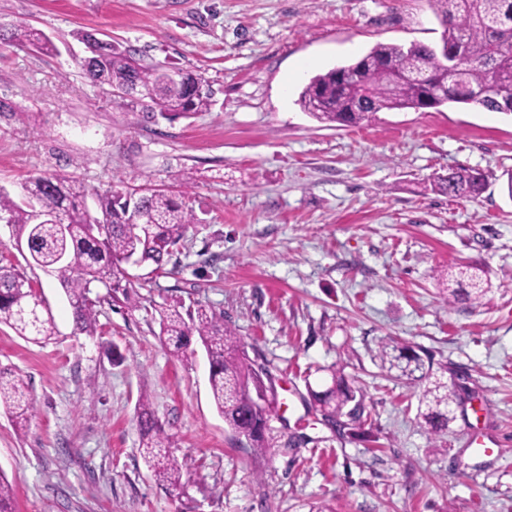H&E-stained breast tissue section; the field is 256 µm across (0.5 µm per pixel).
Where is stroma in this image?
<instances>
[{
	"label": "stroma",
	"instance_id": "stroma-1",
	"mask_svg": "<svg viewBox=\"0 0 512 512\" xmlns=\"http://www.w3.org/2000/svg\"><path fill=\"white\" fill-rule=\"evenodd\" d=\"M17 25L55 49L0 41V188L16 196L43 174L102 191L149 182L196 218L165 272L136 271L135 305L101 301L93 336L0 223V265L39 285L54 324L44 343L0 324V366L27 378L38 409L23 433L0 413L18 512H512V115L446 104L345 127L297 103L301 60L320 73L379 42L437 45L432 0H0V30ZM86 31L200 74L209 109L133 114L86 76ZM452 168L485 174L478 199L429 190ZM456 263L484 270L482 304H444L435 272ZM164 303L220 316L275 382L269 454L225 425L204 351L161 342ZM390 339L447 366L461 402L445 434L419 423V389L382 369ZM334 368L363 393L338 429L310 405ZM143 394L188 465L181 494L140 455ZM477 434L492 456L473 455Z\"/></svg>",
	"mask_w": 512,
	"mask_h": 512
}]
</instances>
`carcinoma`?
Segmentation results:
<instances>
[{
	"label": "carcinoma",
	"instance_id": "1",
	"mask_svg": "<svg viewBox=\"0 0 512 512\" xmlns=\"http://www.w3.org/2000/svg\"><path fill=\"white\" fill-rule=\"evenodd\" d=\"M443 28L437 48L413 43L404 47L377 43L357 60L313 76L298 98L301 109L320 123L356 126L379 112L435 109L447 103L478 105L490 112H512V0H434ZM90 56L87 77L129 95V102L165 116H188L206 111L212 91L202 76L144 64L127 49L99 42L85 33ZM8 41L31 44L49 52L53 44L31 27L10 29ZM420 71L421 82H400L395 74ZM486 188L485 175L453 169L430 183V189L457 199H477ZM98 211L86 205L85 188L76 181L41 175L25 182L19 199L0 191V220L10 224L23 243L30 262L52 274L73 310L75 329L92 336L97 331L91 297L102 287L107 296L135 306L127 264L138 257L159 273L185 237L194 216L164 188L92 189ZM39 200L55 211V223L40 221L32 208ZM446 299L480 303L489 291L482 270L460 266L441 274ZM0 323L35 342L51 338L52 318L44 314L34 283L12 266H0ZM160 335L173 352L183 355L194 342L204 349L210 367L214 405L234 432H244L251 448L265 454L270 448L267 422L271 413L254 406L251 393L263 387L259 370L249 359L235 331L214 313L169 305L159 310ZM381 366L420 389L417 417L439 436L448 430L450 408L460 398L443 373L407 345L379 346ZM322 419L337 424L351 414L356 390L331 371V386L312 392ZM0 410L22 430L36 416L25 377L0 367ZM137 424L141 453L152 475L168 489L182 487L183 464L169 451L171 437L155 419L149 397L139 396ZM12 483L0 472V512H15Z\"/></svg>",
	"mask_w": 512,
	"mask_h": 512
}]
</instances>
